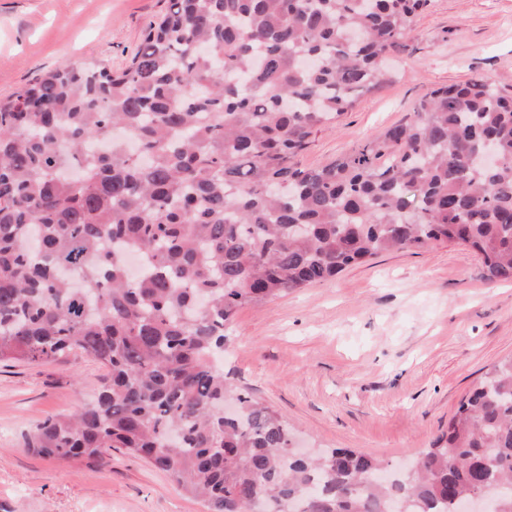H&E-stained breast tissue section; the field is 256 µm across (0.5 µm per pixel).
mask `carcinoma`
I'll use <instances>...</instances> for the list:
<instances>
[{
	"label": "carcinoma",
	"mask_w": 512,
	"mask_h": 512,
	"mask_svg": "<svg viewBox=\"0 0 512 512\" xmlns=\"http://www.w3.org/2000/svg\"><path fill=\"white\" fill-rule=\"evenodd\" d=\"M427 5L169 0L126 66L62 63L0 98V364L78 352L106 370L27 448L90 463L114 448L209 512H463L483 486L512 512V358L402 470L351 448L292 455L288 426L215 363L241 307L382 252L462 245L486 281H512V92L490 78L431 90L324 166L295 162L384 82ZM116 129L134 149L99 151ZM127 251L146 273L127 274Z\"/></svg>",
	"instance_id": "carcinoma-1"
}]
</instances>
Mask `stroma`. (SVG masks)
I'll return each mask as SVG.
<instances>
[{"mask_svg": "<svg viewBox=\"0 0 512 512\" xmlns=\"http://www.w3.org/2000/svg\"><path fill=\"white\" fill-rule=\"evenodd\" d=\"M166 0H0V97L65 61L124 65ZM390 74L319 132L305 168L406 121L432 89L476 74L512 86V0H431ZM221 367L314 451L352 448L410 462L484 374L512 356V282L486 283L479 257L438 243L385 252L336 279L241 308ZM103 369L0 366V512H206L164 473L115 451L94 466L23 447L36 424L75 410Z\"/></svg>", "mask_w": 512, "mask_h": 512, "instance_id": "1", "label": "stroma"}]
</instances>
